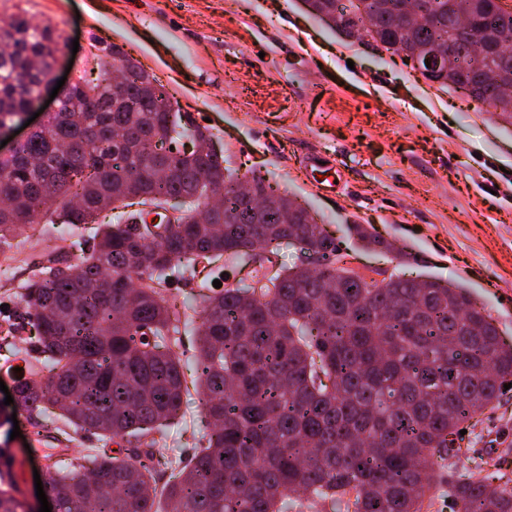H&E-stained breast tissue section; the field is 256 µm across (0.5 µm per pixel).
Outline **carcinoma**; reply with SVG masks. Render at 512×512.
I'll return each instance as SVG.
<instances>
[{
	"instance_id": "carcinoma-1",
	"label": "carcinoma",
	"mask_w": 512,
	"mask_h": 512,
	"mask_svg": "<svg viewBox=\"0 0 512 512\" xmlns=\"http://www.w3.org/2000/svg\"><path fill=\"white\" fill-rule=\"evenodd\" d=\"M310 13L345 37L359 35L399 53L436 40L453 44L456 87L495 105V70L512 75L497 41L512 32L500 0H420L424 20L399 12L404 0H308ZM65 39L49 24L16 15L0 25V128L32 108ZM117 45L98 58L99 93H72L21 149L0 161V244L17 229L64 242L92 226L97 247L69 264L65 247L33 252L20 285L31 312L36 355L22 358L15 409L35 439L99 434L112 454L48 458L46 490L66 512H422L435 466L460 426L493 408L512 384V346L460 284L394 273L370 282L345 265L339 244L296 199L255 217L235 191L209 128L184 119L177 101L139 65L112 84ZM224 208L202 217L208 192ZM172 198L180 215L162 211ZM111 203L115 223L97 216ZM151 204V210L133 206ZM350 233L367 249L389 246L363 224ZM288 244L314 259L275 271ZM224 264L214 265L216 259ZM258 264L249 279L216 290L228 269ZM111 286H99L100 269ZM206 269L192 305L177 310L170 273ZM140 273L137 283L129 280ZM201 315L196 381L210 427L206 446L178 462L172 479L166 432L190 392L175 335ZM10 469L0 471V512H20ZM458 512H512V490L471 477L452 491Z\"/></svg>"
}]
</instances>
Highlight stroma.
I'll list each match as a JSON object with an SVG mask.
<instances>
[{"instance_id":"obj_1","label":"stroma","mask_w":512,"mask_h":512,"mask_svg":"<svg viewBox=\"0 0 512 512\" xmlns=\"http://www.w3.org/2000/svg\"><path fill=\"white\" fill-rule=\"evenodd\" d=\"M21 13L65 37L59 70L97 76L100 48L123 47L192 121L208 123L239 177L295 196L338 241L348 225L368 224L390 243L351 251L356 272L463 284L512 345V119L424 81L401 54L340 36L301 0H0V23ZM309 154L339 163V190L300 176ZM17 421L20 437L2 428L0 444L13 454L18 496L33 503V473L47 460L27 450V416ZM465 428L424 512H454L448 491L471 476L512 481V388ZM206 431L202 396L191 392L169 453H191Z\"/></svg>"}]
</instances>
